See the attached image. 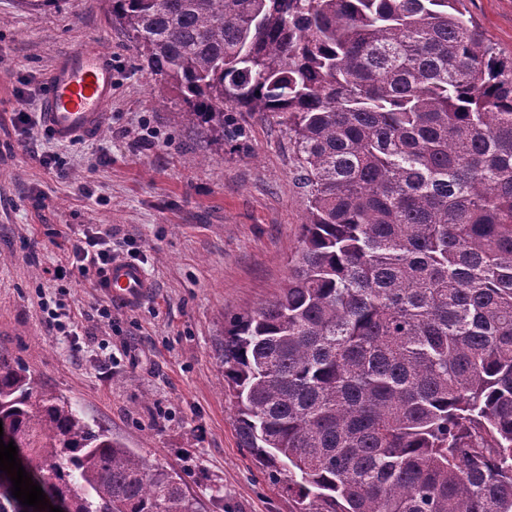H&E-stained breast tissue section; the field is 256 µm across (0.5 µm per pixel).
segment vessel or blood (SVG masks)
Wrapping results in <instances>:
<instances>
[{"instance_id": "b4317fda", "label": "vessel or blood", "mask_w": 512, "mask_h": 512, "mask_svg": "<svg viewBox=\"0 0 512 512\" xmlns=\"http://www.w3.org/2000/svg\"><path fill=\"white\" fill-rule=\"evenodd\" d=\"M112 90V60L95 43L61 55L44 79L40 104L43 126L53 138L67 143L94 135L102 125ZM99 286L134 307L142 300L149 281L138 266L117 259Z\"/></svg>"}]
</instances>
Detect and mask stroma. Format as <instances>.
<instances>
[{"label":"stroma","instance_id":"obj_1","mask_svg":"<svg viewBox=\"0 0 512 512\" xmlns=\"http://www.w3.org/2000/svg\"><path fill=\"white\" fill-rule=\"evenodd\" d=\"M463 7L512 58V0ZM87 40L111 57L116 79L102 132L63 143L25 129L17 114L38 111L46 71ZM179 107L103 0H59L38 15L0 0V352L149 464L179 472L201 512H296L286 480L240 446L220 349L232 316L284 286L307 193L285 127L235 112L219 146L176 124ZM21 139L55 165L23 155ZM95 227L147 275L137 307L83 278L53 279ZM63 294L79 335L44 322V297Z\"/></svg>","mask_w":512,"mask_h":512}]
</instances>
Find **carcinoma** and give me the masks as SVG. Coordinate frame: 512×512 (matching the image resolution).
Wrapping results in <instances>:
<instances>
[{"label":"carcinoma","instance_id":"cac0c4a2","mask_svg":"<svg viewBox=\"0 0 512 512\" xmlns=\"http://www.w3.org/2000/svg\"><path fill=\"white\" fill-rule=\"evenodd\" d=\"M107 2L181 123L272 118L308 194L288 281L224 329L242 447L297 512H512V60L462 0ZM0 426L64 512H199L3 353Z\"/></svg>","mask_w":512,"mask_h":512}]
</instances>
